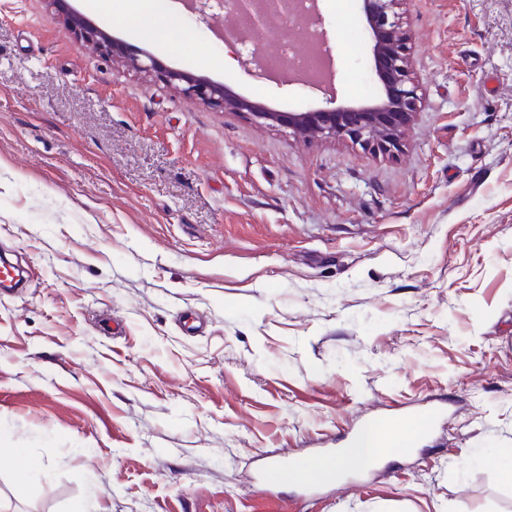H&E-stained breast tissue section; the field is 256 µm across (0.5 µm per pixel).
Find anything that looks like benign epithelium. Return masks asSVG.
<instances>
[{"label": "benign epithelium", "instance_id": "benign-epithelium-1", "mask_svg": "<svg viewBox=\"0 0 512 512\" xmlns=\"http://www.w3.org/2000/svg\"><path fill=\"white\" fill-rule=\"evenodd\" d=\"M58 19L73 34L77 46L123 62L144 76L164 82L177 93L220 112L247 115L258 125L283 127L303 141L350 139L363 147L389 153L399 147L418 107V95L409 72L408 45L402 32L397 6L400 0H363L366 29L372 43L373 71L379 94L369 103L338 104L336 97L326 99L327 106L306 111L276 110L236 93L230 87L205 75L183 73L166 67L150 53L133 48L89 23L73 11L67 0H48ZM191 11L221 33L230 32L240 40L241 65L254 76L280 85L298 83L294 77L283 81L268 71L261 54L248 44V36L238 27H224V14L247 23L251 32L270 33L275 23L288 15L286 0H182ZM314 28L318 42L317 0H310L304 15Z\"/></svg>", "mask_w": 512, "mask_h": 512}]
</instances>
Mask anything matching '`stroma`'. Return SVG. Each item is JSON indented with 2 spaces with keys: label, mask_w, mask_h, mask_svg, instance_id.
Segmentation results:
<instances>
[{
  "label": "stroma",
  "mask_w": 512,
  "mask_h": 512,
  "mask_svg": "<svg viewBox=\"0 0 512 512\" xmlns=\"http://www.w3.org/2000/svg\"><path fill=\"white\" fill-rule=\"evenodd\" d=\"M114 37L276 109L181 0L173 44L103 0ZM319 11L337 101L368 41ZM420 107L389 154L209 109L78 48L46 0H0V512H512V0H402ZM417 449L299 487L259 469L369 417ZM44 471L13 477V451Z\"/></svg>",
  "instance_id": "obj_1"
}]
</instances>
